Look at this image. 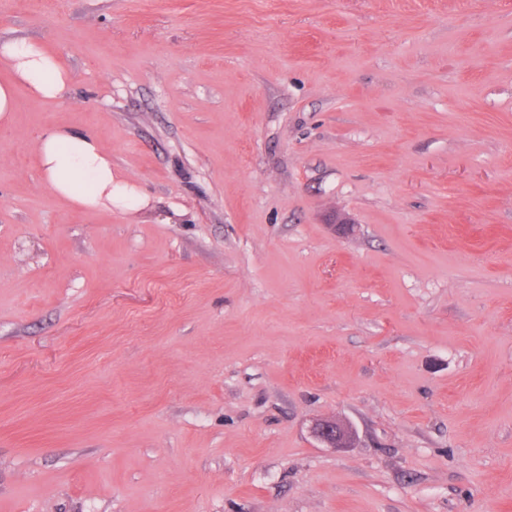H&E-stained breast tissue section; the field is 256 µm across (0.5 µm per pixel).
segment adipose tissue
I'll return each instance as SVG.
<instances>
[{
	"instance_id": "1",
	"label": "adipose tissue",
	"mask_w": 512,
	"mask_h": 512,
	"mask_svg": "<svg viewBox=\"0 0 512 512\" xmlns=\"http://www.w3.org/2000/svg\"><path fill=\"white\" fill-rule=\"evenodd\" d=\"M0 68L10 78L0 82V127L9 126L18 88L44 101L60 99L71 74L45 44L26 39L0 41ZM49 190L73 206L86 209L139 211L148 199L112 168V156L98 137L75 127L47 129L35 145Z\"/></svg>"
}]
</instances>
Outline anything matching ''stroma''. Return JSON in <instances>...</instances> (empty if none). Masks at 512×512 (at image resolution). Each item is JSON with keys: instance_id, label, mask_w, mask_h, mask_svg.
Returning a JSON list of instances; mask_svg holds the SVG:
<instances>
[{"instance_id": "35a3bbf8", "label": "stroma", "mask_w": 512, "mask_h": 512, "mask_svg": "<svg viewBox=\"0 0 512 512\" xmlns=\"http://www.w3.org/2000/svg\"><path fill=\"white\" fill-rule=\"evenodd\" d=\"M12 37L74 81L0 129V512H512V0H0ZM58 125L148 206L54 196ZM312 434L327 448H345L353 437L351 428L335 418L317 420L312 426Z\"/></svg>"}]
</instances>
